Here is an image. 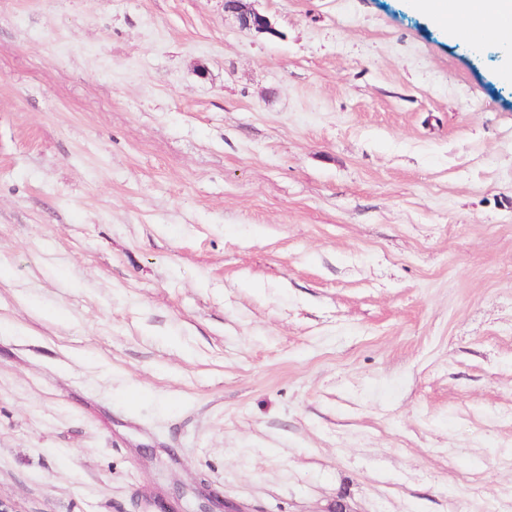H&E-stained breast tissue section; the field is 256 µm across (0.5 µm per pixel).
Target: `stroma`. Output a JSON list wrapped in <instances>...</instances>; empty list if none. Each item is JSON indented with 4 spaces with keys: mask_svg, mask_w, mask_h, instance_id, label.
Wrapping results in <instances>:
<instances>
[{
    "mask_svg": "<svg viewBox=\"0 0 512 512\" xmlns=\"http://www.w3.org/2000/svg\"><path fill=\"white\" fill-rule=\"evenodd\" d=\"M248 2L0 0V500L512 512V50ZM224 9L237 15L241 26L259 32H269L271 27L267 18L244 3V0H226Z\"/></svg>",
    "mask_w": 512,
    "mask_h": 512,
    "instance_id": "obj_1",
    "label": "stroma"
}]
</instances>
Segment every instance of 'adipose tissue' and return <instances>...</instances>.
I'll return each mask as SVG.
<instances>
[{
  "mask_svg": "<svg viewBox=\"0 0 512 512\" xmlns=\"http://www.w3.org/2000/svg\"><path fill=\"white\" fill-rule=\"evenodd\" d=\"M416 7L449 34L479 16H490L493 25L486 35L505 46L512 45V0H414Z\"/></svg>",
  "mask_w": 512,
  "mask_h": 512,
  "instance_id": "ef3b65f1",
  "label": "adipose tissue"
}]
</instances>
